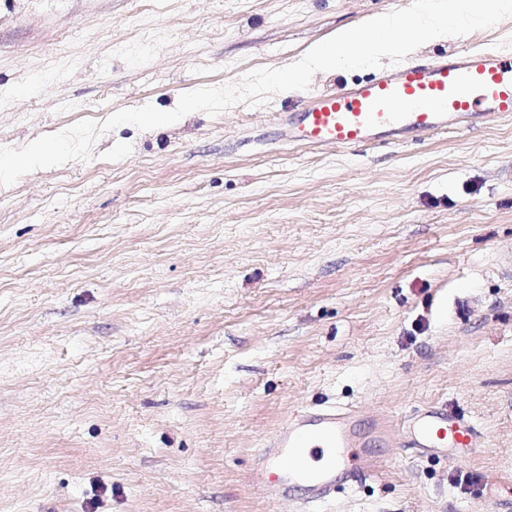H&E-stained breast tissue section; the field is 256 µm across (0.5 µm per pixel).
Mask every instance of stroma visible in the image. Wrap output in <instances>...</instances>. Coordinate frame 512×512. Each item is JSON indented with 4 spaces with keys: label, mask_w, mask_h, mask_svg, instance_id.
I'll return each instance as SVG.
<instances>
[{
    "label": "stroma",
    "mask_w": 512,
    "mask_h": 512,
    "mask_svg": "<svg viewBox=\"0 0 512 512\" xmlns=\"http://www.w3.org/2000/svg\"><path fill=\"white\" fill-rule=\"evenodd\" d=\"M411 0H0V131L282 67ZM512 51V17L456 43ZM267 105L100 135L0 188V512H283L254 479L295 411L447 405L480 447L374 438L317 512H512V119L401 145L290 147Z\"/></svg>",
    "instance_id": "stroma-1"
}]
</instances>
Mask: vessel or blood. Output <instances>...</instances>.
<instances>
[{
	"mask_svg": "<svg viewBox=\"0 0 512 512\" xmlns=\"http://www.w3.org/2000/svg\"><path fill=\"white\" fill-rule=\"evenodd\" d=\"M301 119L291 105L279 113L278 137L293 145L367 148L402 144L411 134L471 127L476 117L512 116V53L462 46L436 57L387 66L373 78L323 91L304 101ZM417 448L470 445L473 425L446 406L431 405L402 421ZM368 442L349 409H302L272 433L256 458L261 477L280 499L317 504L360 469Z\"/></svg>",
	"mask_w": 512,
	"mask_h": 512,
	"instance_id": "obj_1",
	"label": "vessel or blood"
}]
</instances>
